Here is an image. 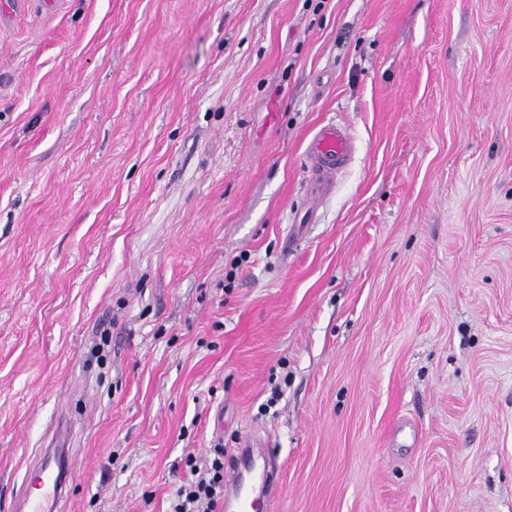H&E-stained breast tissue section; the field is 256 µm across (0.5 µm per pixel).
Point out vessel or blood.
I'll return each instance as SVG.
<instances>
[{"mask_svg":"<svg viewBox=\"0 0 512 512\" xmlns=\"http://www.w3.org/2000/svg\"><path fill=\"white\" fill-rule=\"evenodd\" d=\"M354 153V144L347 130L335 124L322 126L309 141L308 196L318 202L329 195L338 173L349 163ZM251 456L247 449H240L235 461L225 472V481L235 490V506L231 512H252L255 497L271 490L278 471L274 455H266L262 467L251 468ZM24 484L38 486L39 492L28 495L26 512H63L66 506L65 487L52 470L47 467L26 469Z\"/></svg>","mask_w":512,"mask_h":512,"instance_id":"1","label":"vessel or blood"}]
</instances>
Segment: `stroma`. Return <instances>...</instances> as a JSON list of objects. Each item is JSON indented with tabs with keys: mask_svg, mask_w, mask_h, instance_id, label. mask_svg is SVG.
Returning <instances> with one entry per match:
<instances>
[{
	"mask_svg": "<svg viewBox=\"0 0 512 512\" xmlns=\"http://www.w3.org/2000/svg\"><path fill=\"white\" fill-rule=\"evenodd\" d=\"M248 435L263 512H512V0H0V512ZM354 144L347 130L336 124L322 126L309 141L308 196L313 204L329 195L336 184V176L349 163ZM37 471L35 474L34 472ZM73 479V475L66 473L64 482L59 476L45 465L38 468H27L23 475V484L27 495V509L25 512H63L66 506L64 484ZM34 483L40 492L32 495L28 488Z\"/></svg>",
	"mask_w": 512,
	"mask_h": 512,
	"instance_id": "obj_1",
	"label": "stroma"
}]
</instances>
